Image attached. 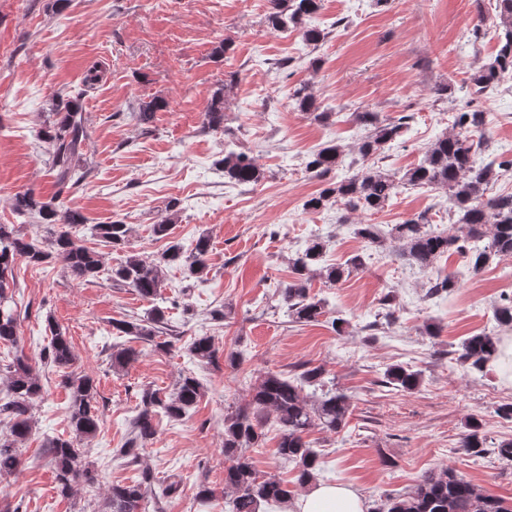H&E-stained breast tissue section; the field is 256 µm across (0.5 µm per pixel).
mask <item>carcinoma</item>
I'll list each match as a JSON object with an SVG mask.
<instances>
[{
    "label": "carcinoma",
    "mask_w": 512,
    "mask_h": 512,
    "mask_svg": "<svg viewBox=\"0 0 512 512\" xmlns=\"http://www.w3.org/2000/svg\"><path fill=\"white\" fill-rule=\"evenodd\" d=\"M321 0H269L266 16L273 31L297 30L305 46L315 50L327 33L307 23L320 10ZM499 27L498 45L494 57L475 68L470 77V94L479 97L497 84L501 76L512 72V0H496ZM75 97L59 99L52 106L53 120L39 131L54 173L56 191L48 200L27 190L14 196L12 208L19 217H37L43 224L54 227L52 236L43 242L26 237L13 224H0V345L14 350L12 361L5 365V393L0 397V416L8 420V431L0 434V477L10 476L21 465V444L33 432V411L42 398L40 375L30 359L19 349V314L10 306L15 287L14 266L22 259L32 265L54 260L63 262L73 277L96 279L102 275L112 282L131 288L146 299H156L164 287V270L180 267L187 276L200 278L209 271L208 256L211 241L202 232L193 246L185 247L170 239L171 224L161 221L152 227L153 235L168 243L153 260L136 254L116 259L112 267L104 265L101 255L84 245V238H99L115 251H124L129 234L128 225L89 224L77 210L62 208L58 200L71 187L83 181L90 171L83 160V147L89 139L87 118ZM299 110L314 114V119L326 123L332 113L318 111L316 100L303 85L295 90ZM167 102L158 97L142 100L136 111L142 124L152 121L154 113ZM354 122L364 134L357 140L351 154L335 142L313 151L305 163L307 172L325 177L341 170L343 175L327 183L303 207L316 211L337 205L349 214L378 212L388 204L401 187H427L448 193V221L455 230H441L432 225L429 211L418 212L389 229L377 224H356L353 235L363 243L361 252L343 265L325 263L326 245L322 237L312 235L304 246L288 257L294 280L281 289L286 314L295 323L317 322L327 314L325 303L309 296L308 283L315 277L336 285L352 272L363 268L371 258L370 250L392 244V254L411 270L426 272L446 255L462 257L477 275L496 260L512 256V194L485 196L491 180L512 171V157L492 149L483 137L488 112L482 109L454 113L452 132L433 141L416 166L404 172H391L375 166L371 160L380 157L392 143L402 139L414 119L412 114L382 118L377 112H354ZM203 124L211 129L224 127V93L215 92L203 114ZM216 164L224 170V178L238 186L255 184L260 171L245 151L224 149V157ZM423 297L433 300L449 295L459 288L450 274L440 272L429 276L423 284ZM497 326L512 327V294H503L494 309ZM165 311L153 306L147 317L135 322L112 324L116 335L152 338L164 323ZM51 339L40 354L41 362L62 370L59 385L68 393L67 413L72 436L48 437L43 447L54 463L55 489L62 498L70 497L75 488L92 485L96 477L86 462L85 441L94 437L98 425L97 386L91 376L73 369L76 355L72 341L61 328L48 322ZM500 338L493 331L482 332L464 339L451 352L455 364L470 375H487L489 364L498 353ZM190 355L199 362H211L216 356L214 338L196 337L189 346ZM320 367L308 368L295 377L267 372L250 388L245 404L224 415V512H258L262 503L277 504L288 499L290 490L279 479L259 474L246 456L249 448H260L266 439L265 428L270 424L279 432L277 454L294 465L296 485L311 483L320 467V453L307 440L315 430L338 433L347 424L349 397L327 387ZM386 384L403 392H412L421 384L420 373L402 364L389 366ZM201 384L193 375H184L169 395L157 390L142 392L140 409L132 422V434L119 453L133 460L157 434L154 418L158 412L179 420L198 401ZM461 448L469 455L482 457L489 453L499 460L512 463V439L495 441L484 431L483 419L477 415L465 423ZM150 473L142 480L129 484H114L105 498L106 512H145ZM377 512H512V504L484 493L475 484L459 477L446 466L423 476L410 491L389 496Z\"/></svg>",
    "instance_id": "carcinoma-1"
}]
</instances>
